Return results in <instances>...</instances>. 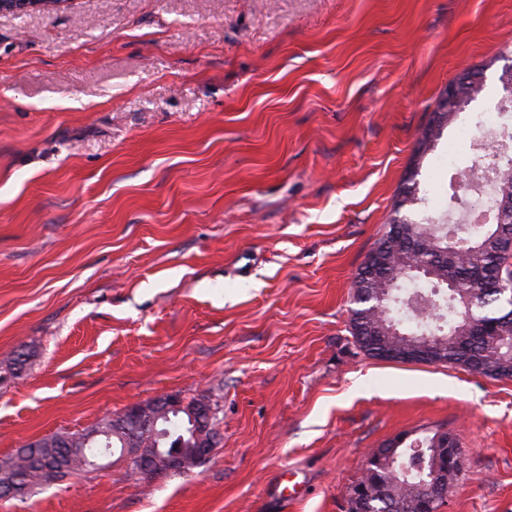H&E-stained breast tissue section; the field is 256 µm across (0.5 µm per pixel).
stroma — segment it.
<instances>
[{"label": "stroma", "mask_w": 512, "mask_h": 512, "mask_svg": "<svg viewBox=\"0 0 512 512\" xmlns=\"http://www.w3.org/2000/svg\"><path fill=\"white\" fill-rule=\"evenodd\" d=\"M509 69L512 0L0 15V459L160 396H209L221 422L190 473L119 460L0 512H346L372 449L437 432L465 458L437 512H512V378L350 333L390 218L447 222L470 164L448 147ZM467 70L481 92L420 151Z\"/></svg>", "instance_id": "stroma-1"}]
</instances>
